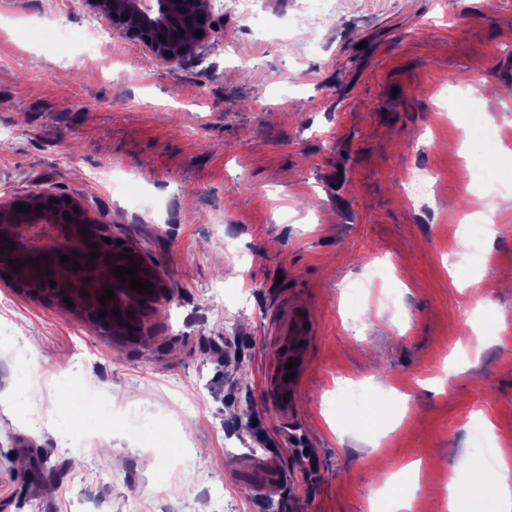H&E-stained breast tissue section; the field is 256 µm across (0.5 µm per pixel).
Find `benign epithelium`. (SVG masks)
Listing matches in <instances>:
<instances>
[{"label":"benign epithelium","mask_w":512,"mask_h":512,"mask_svg":"<svg viewBox=\"0 0 512 512\" xmlns=\"http://www.w3.org/2000/svg\"><path fill=\"white\" fill-rule=\"evenodd\" d=\"M89 8L105 17L112 24V31L125 37L136 39L142 47L155 59L165 65H177L196 58L209 36L211 24L209 14L194 18V27L202 31V35L184 42L181 32L186 26V14L191 12L194 0H86ZM51 207L36 210L37 204L28 197H17L0 200V239L15 244L13 254H0V268L9 266L11 260L39 261L41 277L56 279L57 272L64 270L68 274L65 290L57 288L40 290L28 281H17L14 287L42 301L66 305L65 298L72 300L70 308L82 318H87L91 309L100 306L98 296L103 289H117L121 282L113 273L114 266H128L136 261L138 272L136 277L141 281L152 283V304L159 305L168 298V289L158 270L148 264L139 249L133 244L112 237L110 225L101 223L87 211L84 202L76 196L49 193ZM30 207V211H18L16 206ZM70 214L66 219L64 214ZM88 233H81V229ZM111 240L115 248L111 251L99 247L92 248L102 238ZM65 251L71 261L65 267H59V253ZM96 251L99 257L88 261L86 256ZM126 254L132 257L128 261L121 258ZM48 256L44 261L41 256ZM81 269L72 270L74 263ZM115 308H122L130 317L137 318L142 313L139 293L130 291L123 297L110 300Z\"/></svg>","instance_id":"7a95c632"}]
</instances>
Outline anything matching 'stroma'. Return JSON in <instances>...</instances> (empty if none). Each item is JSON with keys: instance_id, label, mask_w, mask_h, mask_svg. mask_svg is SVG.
I'll list each match as a JSON object with an SVG mask.
<instances>
[{"instance_id": "35a3bbf8", "label": "stroma", "mask_w": 512, "mask_h": 512, "mask_svg": "<svg viewBox=\"0 0 512 512\" xmlns=\"http://www.w3.org/2000/svg\"><path fill=\"white\" fill-rule=\"evenodd\" d=\"M91 16L0 0V200L81 196L169 297L125 342L0 281V512H211L216 485L224 512H447L449 474L482 484L473 457L512 442V290L484 288L512 273V97L486 106L512 87V0L217 9L176 67L118 34L85 53ZM416 169L438 181L422 206L397 191ZM480 190L497 224L469 212ZM291 309L311 332L282 417Z\"/></svg>"}]
</instances>
